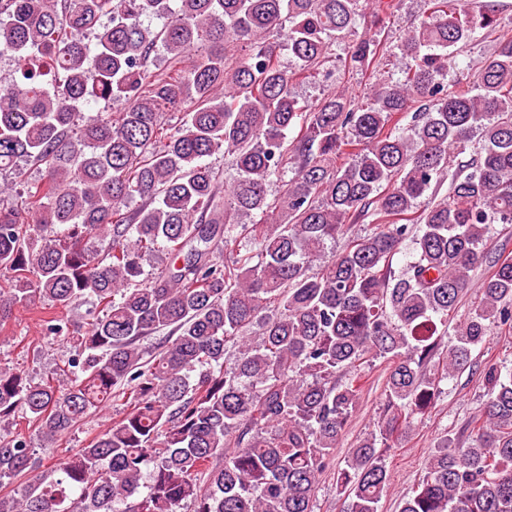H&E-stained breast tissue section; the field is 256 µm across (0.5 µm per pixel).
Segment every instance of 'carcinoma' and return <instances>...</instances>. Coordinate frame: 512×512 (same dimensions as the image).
<instances>
[{
    "mask_svg": "<svg viewBox=\"0 0 512 512\" xmlns=\"http://www.w3.org/2000/svg\"><path fill=\"white\" fill-rule=\"evenodd\" d=\"M427 2L398 46L401 79L309 107L295 87L337 42L352 38L349 70L376 74L392 0H0L16 62L0 87V173L44 168L19 203L0 201V322L46 299L63 311L46 331L73 350L54 382L0 368V488L13 486L0 512H314L359 404L355 371L384 358L379 434L336 480L346 512H379L384 452L493 327L512 325L505 258L441 349L491 225L512 224V38L450 84L457 50L497 27L496 10ZM91 101L122 108L79 118ZM476 132V156L451 165ZM446 181L449 195L420 206ZM95 231L110 236L101 252ZM160 252L170 262L144 274ZM89 299L85 327L69 312ZM165 329L162 347L142 345ZM481 374L470 441L443 439L400 512H512V368ZM116 398L120 418L47 471L14 430L26 419L53 442Z\"/></svg>",
    "mask_w": 512,
    "mask_h": 512,
    "instance_id": "cac0c4a2",
    "label": "carcinoma"
}]
</instances>
